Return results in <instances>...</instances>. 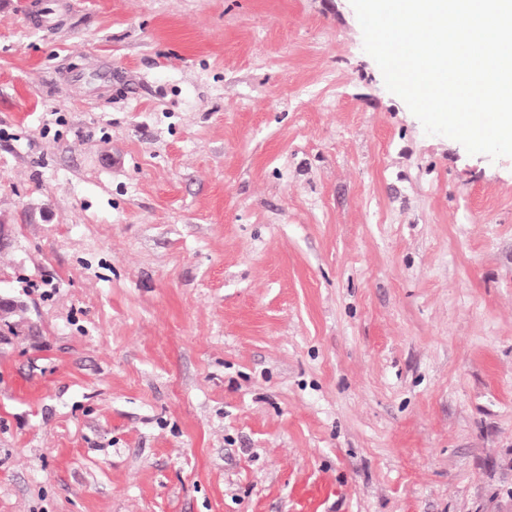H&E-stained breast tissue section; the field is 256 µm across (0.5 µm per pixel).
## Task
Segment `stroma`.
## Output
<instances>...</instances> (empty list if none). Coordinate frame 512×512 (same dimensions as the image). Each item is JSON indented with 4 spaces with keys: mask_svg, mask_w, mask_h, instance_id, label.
I'll list each match as a JSON object with an SVG mask.
<instances>
[{
    "mask_svg": "<svg viewBox=\"0 0 512 512\" xmlns=\"http://www.w3.org/2000/svg\"><path fill=\"white\" fill-rule=\"evenodd\" d=\"M0 512H512V157L350 0H0Z\"/></svg>",
    "mask_w": 512,
    "mask_h": 512,
    "instance_id": "stroma-1",
    "label": "stroma"
}]
</instances>
